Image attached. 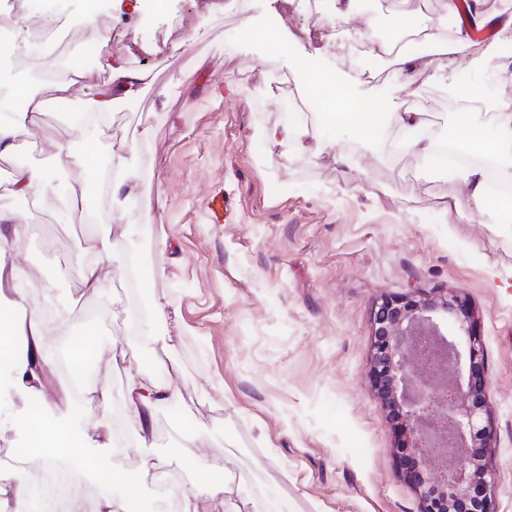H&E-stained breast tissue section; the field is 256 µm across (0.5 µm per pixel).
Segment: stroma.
<instances>
[{
	"mask_svg": "<svg viewBox=\"0 0 512 512\" xmlns=\"http://www.w3.org/2000/svg\"><path fill=\"white\" fill-rule=\"evenodd\" d=\"M344 0H167L151 17L111 9L97 25L125 34L122 57L149 71L135 98L115 102L109 127L87 139L61 112L31 128L29 148L0 158V211L24 214L23 251L0 253V310H15L10 272L22 262L35 287L30 303L71 320L72 334L94 327L102 351L128 358L146 347L129 331L133 305L164 311L157 330L176 365L167 380L176 399L156 405L147 440L131 434L115 448L102 403L85 399L73 413L68 384L55 372L37 392L20 384L0 392V449L30 441L29 428L65 427L79 437L85 478L111 495L100 466L126 473L149 501L167 512L159 488L191 489L193 512H266V491L278 487L292 512H420L418 489L403 469L404 417L379 397L372 374L374 320L386 300L457 296L474 312L477 360L495 427L487 493L495 512H512V212L477 210L452 174L412 152L385 157L359 138L324 126L300 70L318 55L335 69L332 96L350 89L378 112L409 101L427 112L438 134L458 130L448 107L453 83L477 80L466 64L419 68L408 87L394 56L343 44L337 26L368 33L405 13L407 0H372L365 14H342ZM277 19L289 60L269 55L263 41L242 46V19ZM42 58L15 64L0 51V89L28 85L46 95ZM234 94H227L226 86ZM288 90L306 112L310 147L267 144L263 129L282 122L273 86ZM107 158L120 145L136 149L142 187L134 223L111 209L105 193L84 187L77 171L54 160V146ZM356 156L355 167L342 159ZM19 163L48 170L36 197L8 187ZM226 208L215 212L212 197ZM115 252L140 257L139 288L113 275L112 301L84 288L79 265L97 252V237ZM191 421L193 432L182 428ZM195 453L197 470L183 465ZM232 460L234 490L213 496L200 488L213 460ZM158 462L146 471V461Z\"/></svg>",
	"mask_w": 512,
	"mask_h": 512,
	"instance_id": "stroma-1",
	"label": "stroma"
}]
</instances>
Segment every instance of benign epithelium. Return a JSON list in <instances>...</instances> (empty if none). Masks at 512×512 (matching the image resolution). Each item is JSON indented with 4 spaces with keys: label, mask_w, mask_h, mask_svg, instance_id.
Returning <instances> with one entry per match:
<instances>
[{
    "label": "benign epithelium",
    "mask_w": 512,
    "mask_h": 512,
    "mask_svg": "<svg viewBox=\"0 0 512 512\" xmlns=\"http://www.w3.org/2000/svg\"><path fill=\"white\" fill-rule=\"evenodd\" d=\"M453 314L459 329L473 319L464 302L425 298L385 301L377 314L378 352L373 359L377 392L390 407L404 412L416 453L405 476L420 492L421 512H495L487 488L495 474L487 458L494 428L486 407V384L476 362L475 338L461 345L445 337L435 315ZM448 464L430 479L420 469L429 448ZM458 448L468 449L463 465L451 462Z\"/></svg>",
    "instance_id": "benign-epithelium-1"
}]
</instances>
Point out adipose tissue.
Listing matches in <instances>:
<instances>
[{
	"label": "adipose tissue",
	"instance_id": "1",
	"mask_svg": "<svg viewBox=\"0 0 512 512\" xmlns=\"http://www.w3.org/2000/svg\"><path fill=\"white\" fill-rule=\"evenodd\" d=\"M457 7V0H444L445 17L438 21L432 20L417 8L410 12L416 31L431 46L434 59L442 66L457 63L470 43L472 31L483 27L487 21L488 14L483 8V0H474L471 25L449 30L448 20L456 14ZM104 62L110 73L108 84L101 86L85 82L81 71L74 68L57 84V91L64 95L70 90H77L88 112L105 115L115 99L135 97L151 81L148 71L131 70L121 58L107 54ZM457 95L465 107L464 112L458 115L462 146L465 150L489 158L491 164L487 167L479 164L459 166L455 168L454 174L466 187L469 199L482 210L487 206L490 179L512 185V108L489 103L481 86L472 83L458 89ZM10 96L12 101L20 102L21 107L15 110L11 122L0 123L2 155L13 152L18 137L37 125L44 108L43 100L25 88L12 89ZM318 110L333 118L335 126L356 132L362 140H373L376 135L378 113L374 104L368 100L357 99L347 93L342 102H326L320 104ZM426 123V116L421 112L406 110L391 115V125L397 132L402 133L411 128L423 129V136L408 143L407 148L432 165L437 158L436 139L433 134L425 132ZM109 165L112 173L111 205L114 211L127 213L129 201L137 194L140 178L134 149L113 151ZM141 335L148 345L146 355L122 363L114 356H103L92 332H84L72 349L70 362L78 368L85 361L94 360L98 375L97 386L104 396L109 393L113 371L119 369L124 372L128 422L142 435L148 430L152 407L175 396L166 380L160 379L148 384L143 380V373L148 369H160L168 373L174 371L175 365L167 355L165 341L154 335L151 324L143 325Z\"/></svg>",
	"mask_w": 512,
	"mask_h": 512
}]
</instances>
